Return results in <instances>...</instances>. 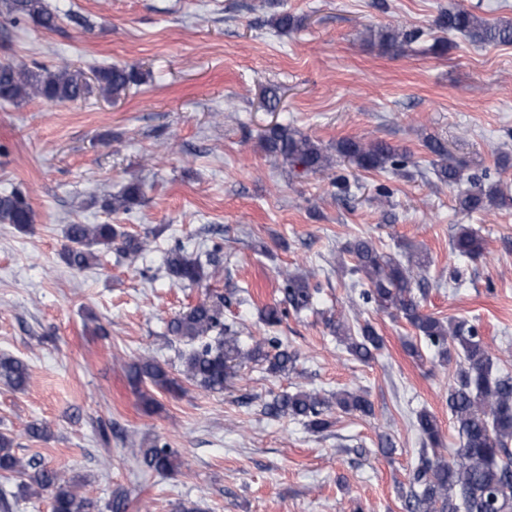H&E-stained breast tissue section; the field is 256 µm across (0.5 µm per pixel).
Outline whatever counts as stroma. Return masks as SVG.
I'll use <instances>...</instances> for the list:
<instances>
[{
    "label": "stroma",
    "mask_w": 512,
    "mask_h": 512,
    "mask_svg": "<svg viewBox=\"0 0 512 512\" xmlns=\"http://www.w3.org/2000/svg\"><path fill=\"white\" fill-rule=\"evenodd\" d=\"M56 28L13 22L0 2V64L44 67L68 60L84 73L110 65L140 75L119 100L99 90L74 102L0 101V193L22 191L36 222L0 223V354L24 360L30 382L0 386V432L18 455L42 458L81 486L90 512H108L113 492L127 512H405L425 409L439 421V455L458 437L448 413L454 365L406 350L416 338L401 318L359 303L344 251L356 237L407 261L429 264L414 293L424 313L466 319L512 372V204L462 212L469 178L489 172L512 194V44L478 46L436 24L449 0H45ZM285 11L296 24L276 30ZM385 27L416 28L418 40L389 50L371 40ZM290 126L333 148L344 138L407 149L397 172L344 162L339 189L269 156L264 131ZM442 139L463 167L455 183L431 172L427 137ZM145 187L128 214L103 210L129 182ZM111 224L152 235L138 257L99 252L78 271L65 261V228ZM479 231L485 252L459 261V225ZM216 250L221 274L172 285L166 251ZM462 282H454L455 269ZM312 275L316 310L289 314L274 330L298 355L296 371L235 367L223 391L182 380L179 393L144 384L129 366L151 358L180 378L182 342L166 323L207 294L224 297V319L242 346L264 336L259 312L281 299L282 272ZM369 321L383 345L368 362L330 335V315ZM329 393L362 388L373 416L332 413L309 432L265 402L294 386ZM154 398L145 407L141 392ZM46 427L44 437L29 426ZM161 439L180 453L173 474L144 470L135 453Z\"/></svg>",
    "instance_id": "obj_1"
}]
</instances>
